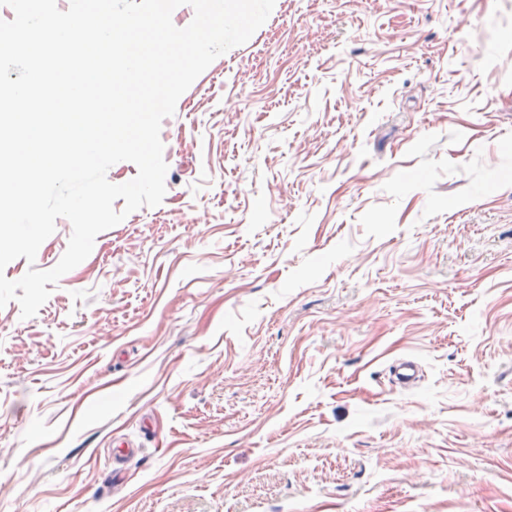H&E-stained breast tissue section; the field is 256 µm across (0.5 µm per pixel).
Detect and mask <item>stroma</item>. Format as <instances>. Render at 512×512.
Returning <instances> with one entry per match:
<instances>
[{"label":"stroma","instance_id":"1","mask_svg":"<svg viewBox=\"0 0 512 512\" xmlns=\"http://www.w3.org/2000/svg\"><path fill=\"white\" fill-rule=\"evenodd\" d=\"M160 137L0 309V512H512V0H276ZM420 367L412 360H403L392 366L391 373L395 383L403 387H411L419 379Z\"/></svg>","mask_w":512,"mask_h":512}]
</instances>
